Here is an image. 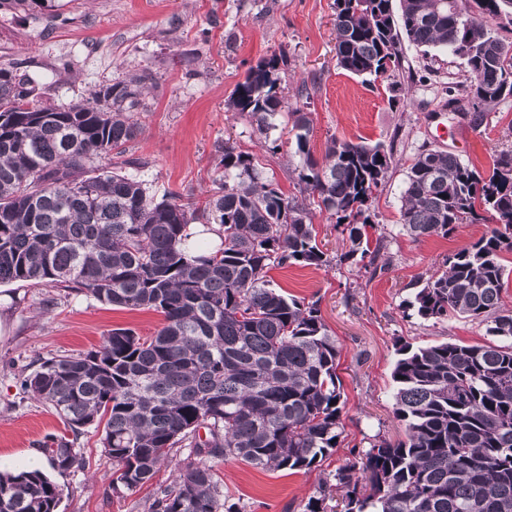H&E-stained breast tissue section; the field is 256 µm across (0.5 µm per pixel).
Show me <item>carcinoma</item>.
<instances>
[{
  "mask_svg": "<svg viewBox=\"0 0 512 512\" xmlns=\"http://www.w3.org/2000/svg\"><path fill=\"white\" fill-rule=\"evenodd\" d=\"M334 0L338 68L368 82L401 68L402 42L462 60L448 100L483 124L512 97V42L494 21L512 0ZM55 8V0H0L6 11ZM286 53L249 67L228 107L265 135L288 105ZM144 72L105 84L71 112L39 104V82L0 68V284L66 288L101 303L163 316L151 336L114 329L96 350L38 359L20 385L53 408L66 433L39 444L52 469L89 467L77 440L102 428L100 458L112 489L152 482L175 448L188 452L146 512H243L203 458L236 457L266 471L319 465L341 437L340 349L315 302L272 287L267 273L328 267L315 211L336 217L376 274L383 242L370 247L365 211L393 169L392 149L331 140L323 161L307 150L310 120L291 112L299 194L285 195L255 155L226 140L204 206L177 191L157 199L128 156L141 134ZM400 223L414 239L460 224L489 230L444 262L409 306L425 320L485 326L482 345L399 344L393 414L405 436L381 440L335 474L302 512H512V148L483 175L458 155L422 145L407 168ZM190 224H218L221 244L197 243ZM63 488L41 470L0 472V512H58Z\"/></svg>",
  "mask_w": 512,
  "mask_h": 512,
  "instance_id": "obj_1",
  "label": "carcinoma"
}]
</instances>
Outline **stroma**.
<instances>
[{
	"mask_svg": "<svg viewBox=\"0 0 512 512\" xmlns=\"http://www.w3.org/2000/svg\"><path fill=\"white\" fill-rule=\"evenodd\" d=\"M334 0H67L49 18L0 10V68L40 76L58 69L44 104L85 100L99 84L147 70L156 79L140 109L142 132L133 145L147 160L139 177L152 193L174 189L199 198L215 176L214 144L231 139L258 154L283 192L296 194L299 163L292 119L281 112L269 133L276 151L263 149L246 117L227 102L251 65L280 52L288 56L281 85L292 107L310 118L307 147L322 158L330 140L393 146L395 164L368 210L370 239H383L387 264L366 272L348 257L350 242L329 213L316 214L318 240L330 268L274 267L268 276L284 292L318 302L341 348L337 373L343 385V434L333 453L304 471L264 472L237 458L213 460L225 490L244 512H300L339 468L358 460L379 439L402 437L393 416L391 372L399 343H484L485 328L466 319L425 320L408 303L448 256L486 231L462 224L448 236L416 241L399 224L405 172L421 145L450 151L478 170H488L493 151L512 146V99L496 106L485 124L448 111V84L462 74L458 59L424 55L403 44L414 74L402 90L388 81L375 87L337 68ZM316 81L310 99L302 83ZM162 317L94 298L24 282L0 285V457L23 454L64 431L51 409L21 390L20 368L37 359L97 349L109 332L129 328L153 335ZM101 430L79 439L91 458L86 470L55 474L63 490L60 512H144V505L172 480L173 464L160 467L153 484L131 492L110 491L112 468L100 460Z\"/></svg>",
	"mask_w": 512,
	"mask_h": 512,
	"instance_id": "1",
	"label": "stroma"
}]
</instances>
